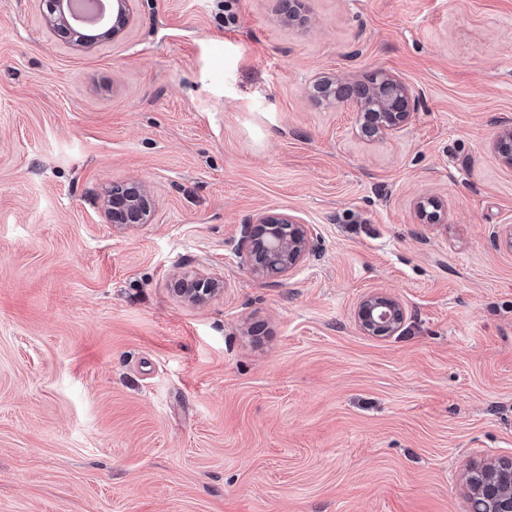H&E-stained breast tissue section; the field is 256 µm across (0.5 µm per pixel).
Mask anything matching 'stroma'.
Wrapping results in <instances>:
<instances>
[{"mask_svg": "<svg viewBox=\"0 0 512 512\" xmlns=\"http://www.w3.org/2000/svg\"><path fill=\"white\" fill-rule=\"evenodd\" d=\"M306 6L135 0L83 51L0 0V512H470L512 458V0ZM376 69L421 95L384 140L307 94ZM126 181L152 223L105 217ZM270 210L315 249L263 279ZM375 290L394 334L355 321ZM131 0H113L112 1V25L109 26L104 34L99 36L97 34L81 36L79 40H75L77 46L81 48H89L96 44L101 39H108L119 37L126 29L131 18ZM512 124H504L498 131L497 139L494 144L495 152L500 162L509 168H512ZM357 319L360 328L372 334H386L398 331L405 321L402 303L393 295L370 292L361 300Z\"/></svg>", "mask_w": 512, "mask_h": 512, "instance_id": "obj_1", "label": "stroma"}]
</instances>
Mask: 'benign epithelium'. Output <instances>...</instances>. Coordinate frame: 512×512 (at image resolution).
Here are the masks:
<instances>
[{
	"label": "benign epithelium",
	"instance_id": "obj_1",
	"mask_svg": "<svg viewBox=\"0 0 512 512\" xmlns=\"http://www.w3.org/2000/svg\"><path fill=\"white\" fill-rule=\"evenodd\" d=\"M131 0H112V25L104 34L84 35L77 46L89 48L101 39L119 37L131 18ZM45 24L56 33L71 29L68 0H42ZM305 9L304 0H281V15L293 21ZM314 101L337 105L349 103L357 112L359 133L369 141H379L402 131L419 98L403 79L383 70H374L364 80L336 76L318 78L310 89ZM374 106L376 111L366 108ZM500 162L512 168V124H504L494 144ZM105 215L114 224H150L152 207L145 186L136 181L112 185V194L103 200ZM421 216L437 221L443 203L422 197L415 203ZM247 257L251 271L261 277H277L302 263L312 249L309 228L290 213L266 211L244 225ZM357 319L360 328L372 334L398 331L405 321L402 303L393 295L375 291L361 300ZM471 512H512V458L491 460L471 469L465 476Z\"/></svg>",
	"mask_w": 512,
	"mask_h": 512
}]
</instances>
